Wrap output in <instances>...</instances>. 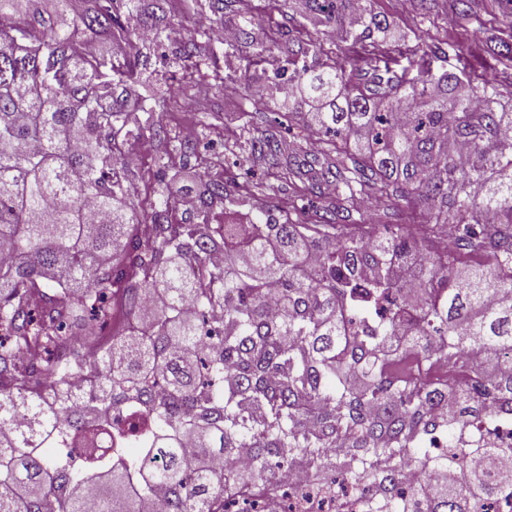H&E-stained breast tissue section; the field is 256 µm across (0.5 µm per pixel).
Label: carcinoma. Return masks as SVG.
I'll list each match as a JSON object with an SVG mask.
<instances>
[{
    "label": "carcinoma",
    "mask_w": 512,
    "mask_h": 512,
    "mask_svg": "<svg viewBox=\"0 0 512 512\" xmlns=\"http://www.w3.org/2000/svg\"><path fill=\"white\" fill-rule=\"evenodd\" d=\"M151 7L161 17L144 46L171 26L160 0H92L82 14L68 0L51 11L0 0V512H136L137 498L159 493L165 512H214L238 472L211 462L241 453L254 478L279 486L301 465L317 483L376 488L370 512H479L482 499L512 494L506 449L480 431L512 420V112L497 109L493 86L426 65L376 90L334 66L273 72L276 88L298 90L313 133L352 144V166L328 151L321 169H295L273 137L251 144L253 162L284 163L347 199L371 186L414 197L433 220L424 237L270 213L210 224L225 193L214 181L195 192V223H169L162 201L141 224L123 150L140 134L126 124L141 104L127 85L134 69L96 83L90 59L75 73L73 42L131 43L139 33L121 13ZM305 8L343 40L387 29L372 0ZM199 50L191 38L173 56ZM85 197L104 223L85 222ZM415 257L426 265L411 283ZM116 284L149 337L102 336ZM30 345L41 362L21 360ZM405 352L477 362L465 382L439 385L399 368ZM88 370L97 386L73 404L70 378ZM120 409L136 413L126 429ZM437 432L442 457L425 449ZM77 447L88 449L79 465L50 452ZM408 465L467 474L406 491Z\"/></svg>",
    "instance_id": "obj_1"
}]
</instances>
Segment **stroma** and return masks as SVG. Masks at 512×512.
<instances>
[{
  "label": "stroma",
  "instance_id": "1",
  "mask_svg": "<svg viewBox=\"0 0 512 512\" xmlns=\"http://www.w3.org/2000/svg\"><path fill=\"white\" fill-rule=\"evenodd\" d=\"M208 0H170V18L185 34L198 37L201 52L192 70L172 61L169 46L153 47L140 56L136 94L150 95L166 86L183 95L180 105L159 111L162 124L179 137L185 126L196 132L198 149L184 157L171 146L153 142L135 168L138 189L134 205L141 223L152 221L159 198H167L168 220L191 222L182 199L194 196L204 181H227L223 204L209 216L213 224H245L274 212L293 224L310 223L314 211H335L340 224L373 227L384 234L406 226L425 225L424 211L415 203L375 191L357 194L345 208H338L333 194H316L307 183L285 180L280 167H257L248 150L251 138L272 133L287 143L297 160L319 153L314 137L302 121L289 117V109L275 88L269 87L257 57L273 60L287 71L319 69L333 61L345 67L348 80L373 88L401 77L417 75L416 62L423 49L432 48L431 73H456L462 81L492 80L500 102L512 107V0H468L459 10L456 0H374V11L388 25L386 35L374 46L338 40L334 28L313 27L299 0H230L222 25L247 30L253 42L219 41L204 36L197 21L210 17ZM300 41L302 53L289 55V40ZM166 161L169 175L158 181L159 161Z\"/></svg>",
  "mask_w": 512,
  "mask_h": 512
}]
</instances>
